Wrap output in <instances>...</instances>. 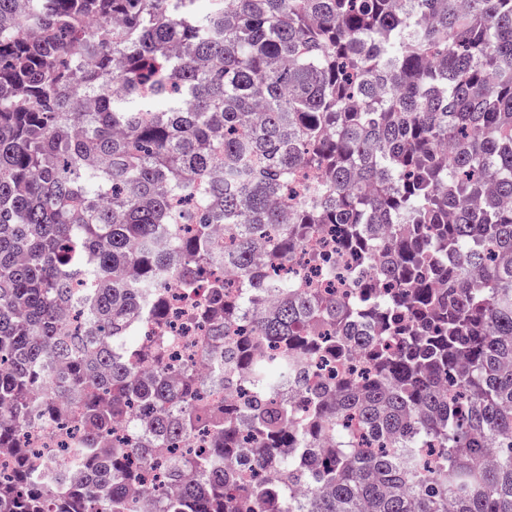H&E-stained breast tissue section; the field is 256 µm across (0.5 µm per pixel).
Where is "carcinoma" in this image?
Wrapping results in <instances>:
<instances>
[{"label":"carcinoma","instance_id":"cac0c4a2","mask_svg":"<svg viewBox=\"0 0 512 512\" xmlns=\"http://www.w3.org/2000/svg\"><path fill=\"white\" fill-rule=\"evenodd\" d=\"M0 0V512H512V0ZM303 171L318 184L296 182ZM323 224L349 298L253 275ZM233 267L235 292L208 275ZM202 303L214 382L165 347ZM366 365L309 387L348 347ZM74 483L29 446L68 415ZM126 423L133 440H98ZM209 433L206 448L189 442ZM169 299V318L162 328L153 324L141 327L139 347L128 353L130 361L139 363L148 370L141 360V349L155 344H164L172 367L192 363L197 367L206 366L214 370V364L206 350V324L198 318H191V312L201 306L202 291L188 294L174 281L165 285Z\"/></svg>","mask_w":512,"mask_h":512}]
</instances>
